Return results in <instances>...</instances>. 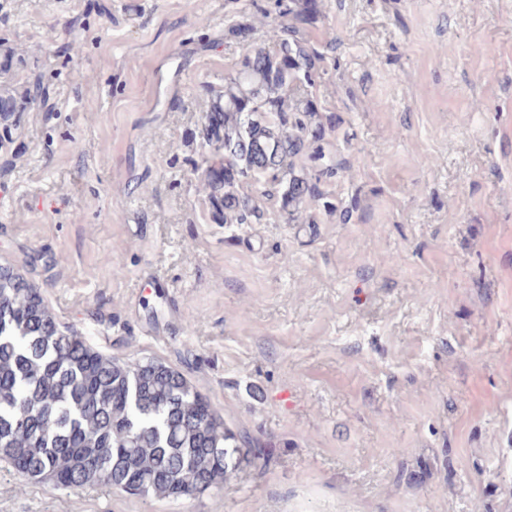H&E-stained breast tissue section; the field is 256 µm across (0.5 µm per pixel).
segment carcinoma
<instances>
[{"instance_id": "cac0c4a2", "label": "carcinoma", "mask_w": 512, "mask_h": 512, "mask_svg": "<svg viewBox=\"0 0 512 512\" xmlns=\"http://www.w3.org/2000/svg\"><path fill=\"white\" fill-rule=\"evenodd\" d=\"M265 43L209 87L198 132L201 182L218 224L259 222L258 199L292 222L330 207L320 184L336 173L324 122L304 93L324 56L300 34L318 0H274ZM262 445L224 423L178 370L154 359L107 358L65 334L38 291L0 265V461L31 482L106 487L178 499L222 488Z\"/></svg>"}]
</instances>
